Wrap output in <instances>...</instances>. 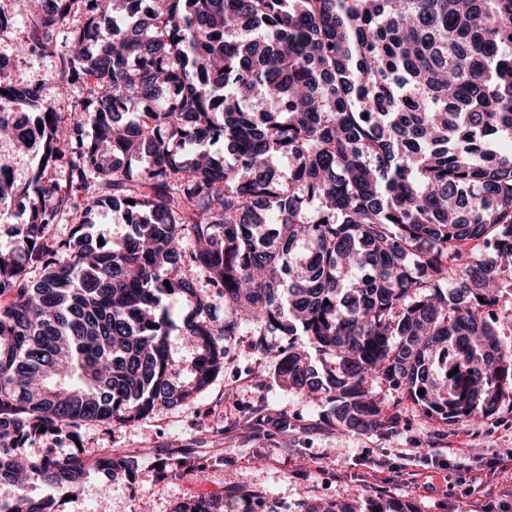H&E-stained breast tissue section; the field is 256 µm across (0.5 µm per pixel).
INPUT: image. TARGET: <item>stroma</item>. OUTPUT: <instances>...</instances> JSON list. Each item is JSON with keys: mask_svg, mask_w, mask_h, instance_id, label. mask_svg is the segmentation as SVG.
<instances>
[{"mask_svg": "<svg viewBox=\"0 0 512 512\" xmlns=\"http://www.w3.org/2000/svg\"><path fill=\"white\" fill-rule=\"evenodd\" d=\"M30 25L16 19L0 31V56L11 58V76L43 85L64 122L80 113L88 83L60 81L57 53L30 51ZM266 350L250 335L233 337L224 350V372L203 392L126 426L89 423L80 444L88 457L105 449L134 460L132 471L107 476L91 471L74 498L34 480L31 497L51 500L54 512H174L182 501L249 498L263 512H300L303 504L367 498L411 502L417 512H512V467L491 471L512 452V398L495 415L450 428L426 417L388 385L374 390L399 403L402 418L387 435L341 430L312 395L278 378L280 339ZM187 456L191 471L161 478L157 464ZM432 481L429 493L410 474Z\"/></svg>", "mask_w": 512, "mask_h": 512, "instance_id": "35a3bbf8", "label": "stroma"}]
</instances>
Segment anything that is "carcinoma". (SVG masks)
Instances as JSON below:
<instances>
[{
  "mask_svg": "<svg viewBox=\"0 0 512 512\" xmlns=\"http://www.w3.org/2000/svg\"><path fill=\"white\" fill-rule=\"evenodd\" d=\"M15 2L38 5L31 49L66 33L62 77L95 88L66 125L42 85L0 80V109L24 120L0 135L38 147L24 188L0 173V219L26 200L0 249V484L16 488L0 512H50L32 479L74 493L90 469L129 465L110 448L12 449L179 404L245 328L280 337L282 381L347 432L396 429L375 381L451 428L512 395V307L494 312L512 303V0H84L78 28L75 0ZM217 141L224 153L203 148ZM81 191L84 213L126 218L121 241L84 220L57 235ZM71 448L67 438L35 439L28 441L23 448L16 450L24 456L39 458L45 455H63Z\"/></svg>",
  "mask_w": 512,
  "mask_h": 512,
  "instance_id": "1",
  "label": "carcinoma"
}]
</instances>
